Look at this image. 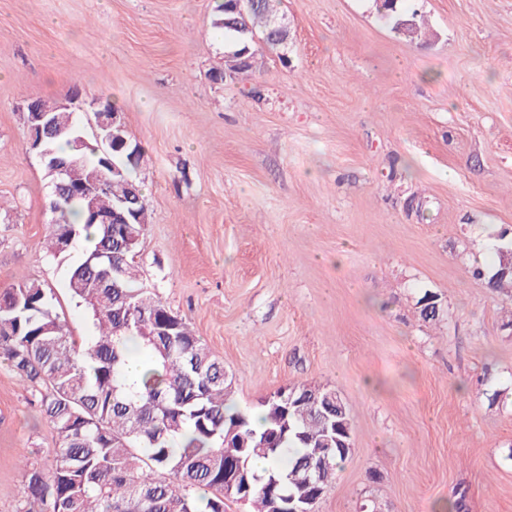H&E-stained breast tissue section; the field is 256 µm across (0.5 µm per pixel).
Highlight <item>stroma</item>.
<instances>
[{
	"label": "stroma",
	"mask_w": 512,
	"mask_h": 512,
	"mask_svg": "<svg viewBox=\"0 0 512 512\" xmlns=\"http://www.w3.org/2000/svg\"><path fill=\"white\" fill-rule=\"evenodd\" d=\"M218 0H0V290L40 281L70 336L81 248L46 252L51 184L27 102L119 107L144 150L140 283L224 361L238 407L340 391L355 449L320 512H512V293L474 278L512 243V0H282L286 59L224 66ZM436 295L443 317H419ZM54 433L0 357V512ZM377 13L381 20L391 27V30L399 36L414 39L421 36L424 30L422 15L409 5L401 6L405 0H375Z\"/></svg>",
	"instance_id": "1"
}]
</instances>
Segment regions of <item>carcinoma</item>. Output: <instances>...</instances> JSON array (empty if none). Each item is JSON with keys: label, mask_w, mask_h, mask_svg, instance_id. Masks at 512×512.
Masks as SVG:
<instances>
[{"label": "carcinoma", "mask_w": 512, "mask_h": 512, "mask_svg": "<svg viewBox=\"0 0 512 512\" xmlns=\"http://www.w3.org/2000/svg\"><path fill=\"white\" fill-rule=\"evenodd\" d=\"M404 0H376L381 20L399 36L422 34V15ZM224 32V70L252 73L258 44L287 46L288 26L274 0H251L245 12L235 0L217 5ZM57 102L38 101L52 113L61 133L48 140L58 156L74 152L80 133L71 112ZM83 164L71 182L82 187L52 194L54 219L48 228L53 255L62 236L94 241L68 271L66 288L85 307L95 334L76 347L56 311L55 297L29 279L0 290V354L38 398L57 436L51 468L27 473V505L40 512H224L225 501H244L249 512H274L273 503L293 496L319 512L352 450H336V413L324 396L330 387L295 384L296 404L261 403L262 426L232 400L233 379L224 362L156 296L140 286L134 258L148 222L140 186L133 179L143 151L112 149L105 156L97 142L82 150ZM138 198L132 223L105 228L92 214H108L122 200ZM497 264L488 277L496 289L512 288V248L496 247ZM425 322L440 320L435 296L418 301ZM132 358L144 366L141 384L127 383ZM258 458L271 460L263 471ZM247 471L251 490L224 488V463Z\"/></svg>", "instance_id": "cac0c4a2"}]
</instances>
